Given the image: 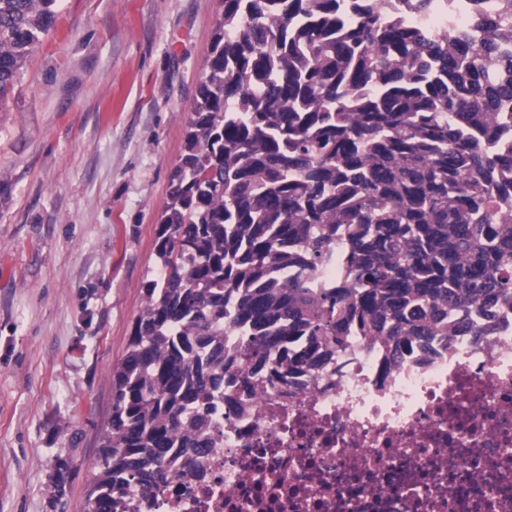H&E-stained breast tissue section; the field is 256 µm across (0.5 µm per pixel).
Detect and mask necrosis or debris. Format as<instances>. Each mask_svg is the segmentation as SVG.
Wrapping results in <instances>:
<instances>
[{
    "mask_svg": "<svg viewBox=\"0 0 512 512\" xmlns=\"http://www.w3.org/2000/svg\"><path fill=\"white\" fill-rule=\"evenodd\" d=\"M408 20L441 39L468 18L439 0ZM218 418L197 475L125 512H512V311L398 362L354 337L298 386L253 377Z\"/></svg>",
    "mask_w": 512,
    "mask_h": 512,
    "instance_id": "1",
    "label": "necrosis or debris"
}]
</instances>
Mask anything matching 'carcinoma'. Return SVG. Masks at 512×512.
I'll use <instances>...</instances> for the list:
<instances>
[{
    "instance_id": "1",
    "label": "carcinoma",
    "mask_w": 512,
    "mask_h": 512,
    "mask_svg": "<svg viewBox=\"0 0 512 512\" xmlns=\"http://www.w3.org/2000/svg\"><path fill=\"white\" fill-rule=\"evenodd\" d=\"M56 2L0 0V99ZM220 2L84 512L205 454L226 387L312 376L353 335L480 341L512 309V0H468L443 41L375 0Z\"/></svg>"
}]
</instances>
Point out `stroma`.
Instances as JSON below:
<instances>
[{"mask_svg":"<svg viewBox=\"0 0 512 512\" xmlns=\"http://www.w3.org/2000/svg\"><path fill=\"white\" fill-rule=\"evenodd\" d=\"M0 101V512H84L219 0H58Z\"/></svg>","mask_w":512,"mask_h":512,"instance_id":"stroma-1","label":"stroma"}]
</instances>
